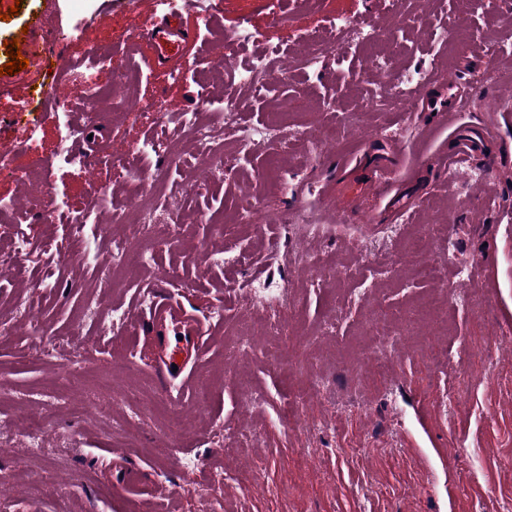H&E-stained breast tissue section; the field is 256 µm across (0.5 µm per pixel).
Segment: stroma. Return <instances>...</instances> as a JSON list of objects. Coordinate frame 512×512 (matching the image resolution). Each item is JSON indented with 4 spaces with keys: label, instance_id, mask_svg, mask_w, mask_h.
<instances>
[{
    "label": "stroma",
    "instance_id": "1",
    "mask_svg": "<svg viewBox=\"0 0 512 512\" xmlns=\"http://www.w3.org/2000/svg\"><path fill=\"white\" fill-rule=\"evenodd\" d=\"M19 6L9 16L11 6ZM86 0L72 16L67 0H0V68L8 63L6 42L20 38L30 15L44 14L66 37L52 54L70 58L57 73L68 109L45 112L27 125L32 103L27 83L38 76L30 66L0 78V156L13 172L0 175V199L17 207L0 222V243L22 238L32 248L22 255L23 277L0 282V307L11 319L0 326V418L41 420L53 449L36 460L25 457L21 440L0 449V474L10 477L7 512H512V121L500 106L512 103V83L491 82L502 62L483 41L451 53L435 49L431 34L454 28V0H427L421 24L397 29L398 57L407 67L451 62L457 82L472 100L466 120L491 130L488 157H477L446 178L434 161L451 138L441 115L418 118L363 112L359 106L377 87L364 71L369 52L351 41L343 55L326 53L318 67L290 72L288 56L274 48L302 49L308 36L327 32L343 15L367 24H391L390 0ZM185 12L187 46L182 59L144 66L126 53L131 31L166 14ZM249 33L235 57L244 63L258 53L275 70L288 73L273 94L251 96L243 123H271L272 97L301 98L288 119V154L277 146L242 158L239 170L214 175L200 193L189 190L190 167L168 165L143 153L149 140L166 137L182 155L194 144L175 124L160 125L148 108L158 103L169 115L219 106L224 87L211 66L225 41ZM104 48L105 63L89 68L88 50ZM138 65L139 80L111 110L95 117L96 135L111 134V155L133 158L163 174L169 198L182 200L190 223L183 235H167L169 211L155 204L147 212L153 239L142 250L144 264L129 275L111 268L79 265L71 254L120 237L114 211L140 191L132 178L116 179L105 163L88 166L73 151L69 126L90 104L84 79L93 71L108 88L115 70ZM359 110V125L341 144L313 151L312 135L334 128L342 110ZM403 143L406 180L415 208L389 219L381 205L364 196L352 177L366 178L361 159L372 140ZM52 162L45 194L81 206L93 185L109 190L97 223L74 230L63 219L46 228L37 211L22 205L27 186L16 172L32 163V152ZM360 160L358 172L346 162ZM253 200L265 211L293 210L317 202L339 215L317 238L302 237L296 225L268 224L265 232L234 228L237 207ZM435 238L425 252L431 276L411 278L410 247L422 229ZM302 250L317 256L320 271L306 273L283 258ZM484 263L481 282L467 271ZM170 275L172 293L209 316L215 334L184 396L189 422L169 433L160 413L167 403L141 337L127 323L112 320L113 309L132 313L148 304L158 272ZM112 283V301L98 300ZM264 283L269 311H277L281 290L296 307L287 311L282 335L241 338L250 311L245 297ZM449 299L446 333L431 336L429 323L409 324L417 303L439 285ZM37 314L21 309L29 297ZM380 303L394 332L371 335L370 306ZM69 343L81 352L88 372L73 389L91 412H74L55 386L65 376L61 362L32 354L35 339ZM210 403L198 413L196 392ZM237 452L227 455L225 444ZM137 471L161 485L166 499L126 485L122 473ZM43 476L39 500L24 493L23 479Z\"/></svg>",
    "mask_w": 512,
    "mask_h": 512
}]
</instances>
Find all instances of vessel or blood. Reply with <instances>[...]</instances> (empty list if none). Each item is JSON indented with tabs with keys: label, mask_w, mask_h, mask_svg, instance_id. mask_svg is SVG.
Here are the masks:
<instances>
[{
	"label": "vessel or blood",
	"mask_w": 512,
	"mask_h": 512,
	"mask_svg": "<svg viewBox=\"0 0 512 512\" xmlns=\"http://www.w3.org/2000/svg\"><path fill=\"white\" fill-rule=\"evenodd\" d=\"M27 25L28 32L21 39L23 54L30 64L39 66L43 63L48 28L39 15L29 18ZM187 36L180 16L173 13L161 25L133 34L134 40L146 43L151 58L157 60L181 56ZM434 82L445 89V96L432 97L419 92L414 98L415 109L444 113L449 123L455 124L454 146L440 161L441 169L452 173L482 152L486 131L473 125H459V115L470 111L472 100L456 81L438 76ZM368 186L375 195L385 199L393 217L406 213L407 194L385 177H371ZM131 323L134 330L152 341L157 376L165 396H173L175 387L191 386L193 369L211 333L207 318L186 309L176 297L163 291L148 306L136 308Z\"/></svg>",
	"instance_id": "vessel-or-blood-1"
}]
</instances>
